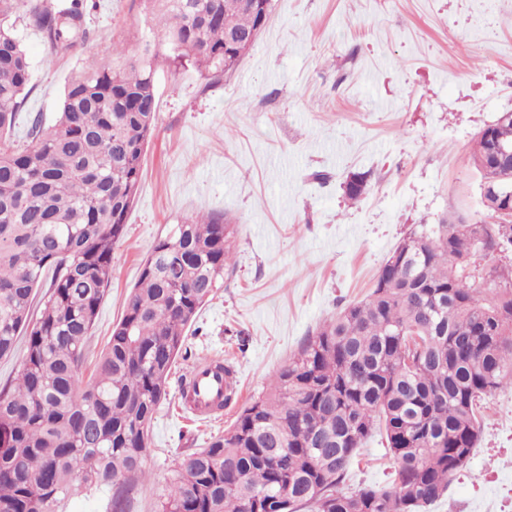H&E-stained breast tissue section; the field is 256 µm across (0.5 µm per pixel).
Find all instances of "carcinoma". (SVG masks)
Segmentation results:
<instances>
[{
    "mask_svg": "<svg viewBox=\"0 0 512 512\" xmlns=\"http://www.w3.org/2000/svg\"><path fill=\"white\" fill-rule=\"evenodd\" d=\"M162 29L174 65L232 70L260 32L244 0H132ZM64 55L89 38L86 0H0V359L26 337L15 379L0 387V512H60L84 489L112 491L128 512L146 479L148 430L169 395L188 328L229 270L236 226L199 214L157 240L94 374L84 346L112 278L158 108L155 40L142 34L72 75L55 123L34 144L11 141L32 80L7 19ZM512 115L476 134L470 164L483 206L507 182ZM368 175L344 182L351 201ZM512 224H415L380 266L369 295L309 335L270 390L224 433L178 461L157 512H425L469 461L480 402L512 385ZM491 262L503 288L474 282ZM49 281L40 317L34 291ZM396 464L389 489L345 493L352 459L375 430Z\"/></svg>",
    "mask_w": 512,
    "mask_h": 512,
    "instance_id": "obj_1",
    "label": "carcinoma"
}]
</instances>
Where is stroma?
Here are the masks:
<instances>
[{"mask_svg": "<svg viewBox=\"0 0 512 512\" xmlns=\"http://www.w3.org/2000/svg\"><path fill=\"white\" fill-rule=\"evenodd\" d=\"M89 39L53 55L14 13L32 68L15 140L33 117L50 127L65 83L148 30L131 0H96ZM155 135L112 279L87 340L89 360L122 317L142 260L171 225L196 213L237 227L223 288L198 312L169 395L149 430L148 477L130 512H156L181 455L223 433L298 352L303 339L369 292L412 225L451 216L489 222L469 162L475 135L512 110V0H272L270 18L233 72L202 75L158 43ZM325 170L331 181L311 183ZM369 175L356 203L343 189ZM233 365L238 393L218 419L181 400L194 362ZM478 444L427 512H512V387L484 400ZM395 463L371 437L341 489L392 487Z\"/></svg>", "mask_w": 512, "mask_h": 512, "instance_id": "1", "label": "stroma"}]
</instances>
